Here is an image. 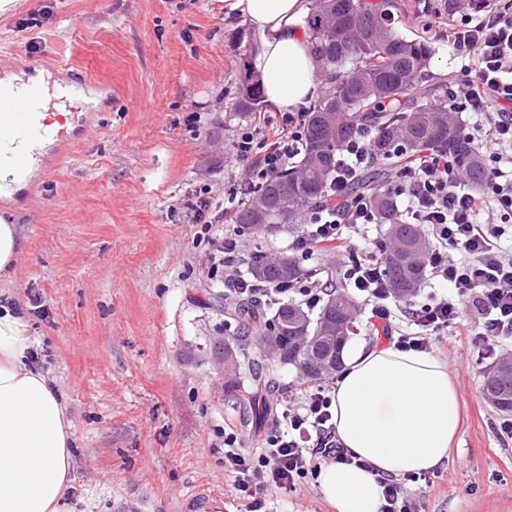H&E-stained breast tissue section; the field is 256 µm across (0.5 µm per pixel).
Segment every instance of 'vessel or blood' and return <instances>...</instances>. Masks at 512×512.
<instances>
[{"label": "vessel or blood", "instance_id": "obj_1", "mask_svg": "<svg viewBox=\"0 0 512 512\" xmlns=\"http://www.w3.org/2000/svg\"><path fill=\"white\" fill-rule=\"evenodd\" d=\"M51 94V87L39 80L20 85L0 81V166L8 167L17 182L26 181L32 166L25 144L52 133L42 117L52 104ZM180 512H225L224 500L202 485L181 500Z\"/></svg>", "mask_w": 512, "mask_h": 512}]
</instances>
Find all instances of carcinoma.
<instances>
[{
  "instance_id": "cac0c4a2",
  "label": "carcinoma",
  "mask_w": 512,
  "mask_h": 512,
  "mask_svg": "<svg viewBox=\"0 0 512 512\" xmlns=\"http://www.w3.org/2000/svg\"><path fill=\"white\" fill-rule=\"evenodd\" d=\"M399 11L397 0H316L307 17L308 35L329 88L308 112L303 132V147L295 165L263 182L248 195L238 210L236 223L245 229H269L274 233L299 229V219L319 203L336 172V152L349 139L355 126L367 125L376 130L374 150L384 160H397L395 148L409 153L442 154L456 161L470 185L479 189L484 179V159L462 132L458 113L448 111V100L433 96L430 70L435 47L424 38L405 35L395 25ZM364 27L366 38L352 37V30ZM238 111L256 113L263 109V92L258 74L243 63L238 88ZM354 191L365 195L378 216L392 221L390 235L381 248V264L397 297L413 296L426 274L432 244L416 224L398 221L397 203L388 190L387 173L375 168L363 174ZM247 273L253 279L275 286H293L332 268L304 269L295 257L288 268L271 262L263 251L251 254ZM354 299L342 289L325 294L317 310L303 308L294 301L279 304L273 313L257 297H224V314L247 329L263 324L266 331L288 337V359L304 353V345L293 329L297 312L309 319L308 331L317 334L328 323H336L334 345H322L310 360L336 365L323 373L307 374L298 369L308 382L326 381L336 375L342 364V352L356 332L355 316L349 308ZM238 366L227 380V387H239L242 367H247L257 385L267 391L277 387L276 380L257 366L268 360L264 350L254 355L247 343L237 342ZM481 392L496 411L512 412V363L494 365L484 375Z\"/></svg>"
}]
</instances>
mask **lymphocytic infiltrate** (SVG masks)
<instances>
[{
    "instance_id": "obj_1",
    "label": "lymphocytic infiltrate",
    "mask_w": 512,
    "mask_h": 512,
    "mask_svg": "<svg viewBox=\"0 0 512 512\" xmlns=\"http://www.w3.org/2000/svg\"><path fill=\"white\" fill-rule=\"evenodd\" d=\"M444 40L457 62L448 83V106L476 114L463 133L489 164L485 188L477 191L446 156L422 152L402 157L389 189L405 201L401 219L430 225V277L446 284L447 291L419 306L406 304L403 313L410 329L396 336L404 348L427 351L468 314L476 323L471 350L482 361L494 358L503 341L512 339V253L501 246L504 237L512 236V155L507 152L512 146V9L468 7L449 24ZM305 122V113L286 112L272 132L256 125L241 134L237 156L246 168L237 194L247 195L300 154ZM374 140V130L361 126L338 150L336 176L322 202L306 214V229L292 241L291 250L304 257L347 253L343 278L388 335L393 333L390 305L396 297L379 256L374 249L349 246L344 234L347 227L378 221L351 189L358 174L375 164ZM219 251L225 291L239 296L259 291L272 303L290 294V287H264L239 276L244 256L235 238L225 237ZM331 404L330 386L304 388L299 407L283 413L287 430L272 432L258 454L243 448L236 433H225L224 471L236 495L249 499L267 487L291 490L315 473L321 461L346 462L330 423Z\"/></svg>"
}]
</instances>
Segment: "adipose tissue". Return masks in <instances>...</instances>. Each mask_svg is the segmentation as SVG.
Wrapping results in <instances>:
<instances>
[{
	"label": "adipose tissue",
	"mask_w": 512,
	"mask_h": 512,
	"mask_svg": "<svg viewBox=\"0 0 512 512\" xmlns=\"http://www.w3.org/2000/svg\"><path fill=\"white\" fill-rule=\"evenodd\" d=\"M260 36L252 66L265 100L293 112L318 93L317 61L303 27L310 0H225ZM34 339L0 309V512H68L74 481L71 425L62 396L31 365ZM332 423L350 463L321 467L318 483L337 512H380L381 481L447 461L459 395L447 364L397 343L346 347Z\"/></svg>",
	"instance_id": "obj_1"
}]
</instances>
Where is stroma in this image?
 I'll return each instance as SVG.
<instances>
[{
  "label": "stroma",
  "mask_w": 512,
  "mask_h": 512,
  "mask_svg": "<svg viewBox=\"0 0 512 512\" xmlns=\"http://www.w3.org/2000/svg\"><path fill=\"white\" fill-rule=\"evenodd\" d=\"M440 0H398L401 30L436 47L444 96L454 63L441 43ZM224 0H0V69L22 57L43 75L88 79V127L49 145L0 220L18 254L0 274V306L17 309L36 340L37 366L62 394L75 448L72 512H180L200 485L247 512L224 473V429L260 453L296 406L304 383L273 365L280 388L255 426L249 384L228 392L220 358L232 331L216 246L287 252L294 235L195 223L187 202L207 188L223 211L243 174L235 144L254 123L236 110L241 59ZM473 321L432 351L448 365L461 422L433 484L405 482L420 512H512V445L481 395L486 364L471 356ZM260 512H336L310 475L292 490L260 492Z\"/></svg>",
  "instance_id": "35a3bbf8"
}]
</instances>
